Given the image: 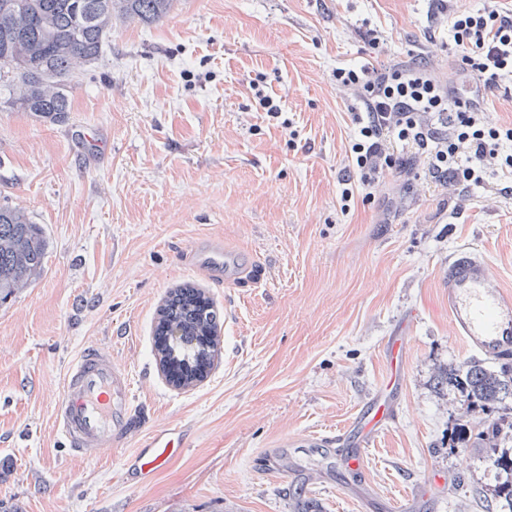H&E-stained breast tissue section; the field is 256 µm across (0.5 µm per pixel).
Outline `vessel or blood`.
<instances>
[{"mask_svg":"<svg viewBox=\"0 0 512 512\" xmlns=\"http://www.w3.org/2000/svg\"><path fill=\"white\" fill-rule=\"evenodd\" d=\"M447 284L448 315L456 335L472 349L489 355L511 353L512 293L491 281L485 260L468 249L457 251L448 259ZM405 350L404 337H394L384 387L347 427L358 446L348 459L350 470H361L375 427L390 415L391 394L403 370ZM133 401L129 372L110 353L87 350L67 370L54 404V429L73 455L96 458L103 451L126 446L138 423ZM184 445L177 428L159 430L151 433L133 462L149 476Z\"/></svg>","mask_w":512,"mask_h":512,"instance_id":"obj_1","label":"vessel or blood"}]
</instances>
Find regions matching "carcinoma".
I'll return each instance as SVG.
<instances>
[{"instance_id":"carcinoma-1","label":"carcinoma","mask_w":512,"mask_h":512,"mask_svg":"<svg viewBox=\"0 0 512 512\" xmlns=\"http://www.w3.org/2000/svg\"><path fill=\"white\" fill-rule=\"evenodd\" d=\"M12 12L0 14V94L12 108L62 121L70 111L67 88L76 70L102 54L116 18L151 25L171 11L174 0H14ZM47 240L40 225L21 209L0 207V305L44 271ZM201 289L186 284L165 300V321L204 336L219 332L220 313L197 304ZM454 377L463 404L493 411L512 396V365L495 369L479 359L438 373L436 385ZM478 440L490 449L488 458L498 483L492 498H483L485 512H512V422L493 417Z\"/></svg>"}]
</instances>
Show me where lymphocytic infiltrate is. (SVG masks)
Listing matches in <instances>:
<instances>
[{
  "label": "lymphocytic infiltrate",
  "mask_w": 512,
  "mask_h": 512,
  "mask_svg": "<svg viewBox=\"0 0 512 512\" xmlns=\"http://www.w3.org/2000/svg\"><path fill=\"white\" fill-rule=\"evenodd\" d=\"M430 18L448 23L457 67L448 82L403 61L337 67V86L354 98L349 165L366 190L384 173L418 167L436 184L511 198L512 125L490 119L488 100L512 80V5L432 0Z\"/></svg>",
  "instance_id": "obj_1"
}]
</instances>
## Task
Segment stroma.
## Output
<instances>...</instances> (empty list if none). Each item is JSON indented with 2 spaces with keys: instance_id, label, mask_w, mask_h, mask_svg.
I'll list each match as a JSON object with an SVG mask.
<instances>
[{
  "instance_id": "35a3bbf8",
  "label": "stroma",
  "mask_w": 512,
  "mask_h": 512,
  "mask_svg": "<svg viewBox=\"0 0 512 512\" xmlns=\"http://www.w3.org/2000/svg\"><path fill=\"white\" fill-rule=\"evenodd\" d=\"M427 0H175L162 21L116 22L105 57L52 122L0 104V205L48 241L45 269L0 306V503L13 512H475L455 477L491 492L482 430L438 370L473 359L448 318V256L477 249L512 290V200L474 194L462 212L427 178H382L373 199L341 200L349 63H455ZM377 29L380 45L364 35ZM280 102L269 118L254 89ZM224 241V268L195 253ZM257 263L260 287L234 271ZM191 284L219 308L218 361L175 389L153 327ZM407 336L393 420L367 449L364 486L332 438L380 387L389 337ZM110 352L134 383L141 433L96 459L71 454L54 402L84 350ZM180 426L182 454L152 479L129 468L144 433ZM319 445H311L313 435Z\"/></svg>"
}]
</instances>
